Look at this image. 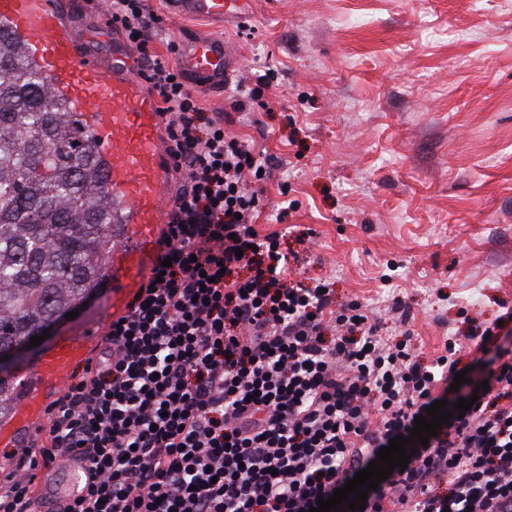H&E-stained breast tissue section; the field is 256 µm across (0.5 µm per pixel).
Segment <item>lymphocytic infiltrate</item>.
Here are the masks:
<instances>
[{
	"mask_svg": "<svg viewBox=\"0 0 512 512\" xmlns=\"http://www.w3.org/2000/svg\"><path fill=\"white\" fill-rule=\"evenodd\" d=\"M86 2L159 99L177 189L138 296L49 408L46 443L0 482V512H309L442 398L474 404L412 442L364 512H512V346L481 339L458 386L455 342L423 364L359 303L285 281L278 233L255 227L272 163L160 58L148 0ZM74 457L81 494H38L35 469Z\"/></svg>",
	"mask_w": 512,
	"mask_h": 512,
	"instance_id": "obj_1",
	"label": "lymphocytic infiltrate"
}]
</instances>
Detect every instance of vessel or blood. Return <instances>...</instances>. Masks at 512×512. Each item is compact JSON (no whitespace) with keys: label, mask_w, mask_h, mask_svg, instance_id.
Masks as SVG:
<instances>
[{"label":"vessel or blood","mask_w":512,"mask_h":512,"mask_svg":"<svg viewBox=\"0 0 512 512\" xmlns=\"http://www.w3.org/2000/svg\"><path fill=\"white\" fill-rule=\"evenodd\" d=\"M168 4L173 15L217 23L243 22L252 16V0ZM64 6V0H0V25L23 42L29 59L78 112L105 160L118 225L104 282L116 289L114 303L119 306L124 291L135 287L141 263L165 222L163 203L173 192L167 138L154 95L129 64L125 41L113 36L112 64L103 66L98 54L82 50L64 21ZM176 53L190 84L210 92L223 91L238 62L224 38L193 31L183 34ZM84 355L83 341L67 336L26 369L29 392L15 404L9 419L0 422L1 447H14L20 433L42 422L47 394L64 385Z\"/></svg>","instance_id":"1"}]
</instances>
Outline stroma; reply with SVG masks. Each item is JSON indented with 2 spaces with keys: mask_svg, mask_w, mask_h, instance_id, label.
<instances>
[{
  "mask_svg": "<svg viewBox=\"0 0 512 512\" xmlns=\"http://www.w3.org/2000/svg\"><path fill=\"white\" fill-rule=\"evenodd\" d=\"M150 4L165 61L184 31L221 36L234 82L263 89L247 112L200 98L275 159L256 228L282 233L286 280H325L336 305L360 302L427 363L450 339L470 363L495 325L512 342V0H255L224 27ZM72 23L111 53L102 14L85 6ZM111 307L99 289L38 352L106 326Z\"/></svg>",
  "mask_w": 512,
  "mask_h": 512,
  "instance_id": "35a3bbf8",
  "label": "stroma"
}]
</instances>
